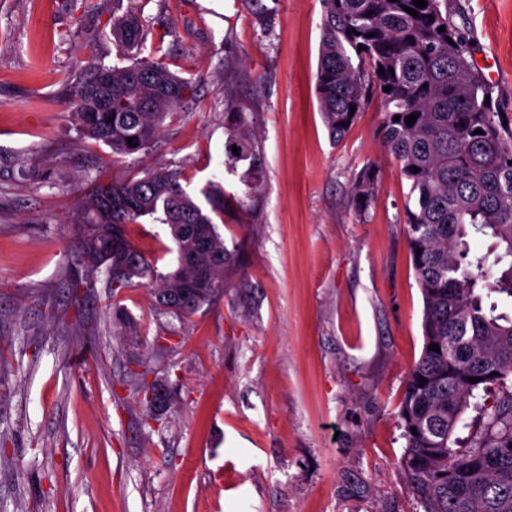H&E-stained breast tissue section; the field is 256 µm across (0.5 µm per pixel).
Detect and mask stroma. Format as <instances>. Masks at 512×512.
I'll use <instances>...</instances> for the list:
<instances>
[{"label": "stroma", "instance_id": "35a3bbf8", "mask_svg": "<svg viewBox=\"0 0 512 512\" xmlns=\"http://www.w3.org/2000/svg\"><path fill=\"white\" fill-rule=\"evenodd\" d=\"M138 3L147 47L193 80L155 146L116 155L71 117L90 63L114 65L113 15ZM0 0V512H421L399 466L397 413L422 350V296L399 217L408 182L378 97L333 142L316 93L322 0ZM512 125V0H448ZM174 40L162 42L165 31ZM234 102L261 156L229 162ZM380 180L366 222L351 187ZM165 166L229 202L236 261L212 303L159 308L150 284L99 277L73 301L63 254L96 177ZM54 172L57 183L39 174ZM172 271L167 225H127ZM138 328L130 343L114 316ZM172 403L144 423L135 386ZM380 170L373 163H367L354 179L351 200L355 213L361 219L369 215V209L373 204L375 188L379 180ZM364 196V199H361Z\"/></svg>", "mask_w": 512, "mask_h": 512}]
</instances>
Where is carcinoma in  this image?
Listing matches in <instances>:
<instances>
[{
    "mask_svg": "<svg viewBox=\"0 0 512 512\" xmlns=\"http://www.w3.org/2000/svg\"><path fill=\"white\" fill-rule=\"evenodd\" d=\"M322 2L316 90L329 134L340 141L375 88L384 112L382 141L408 181L403 223L422 295L423 346L399 404L405 440L400 467L423 512H512V319L487 303L494 294L512 298V262L492 276L484 259L472 260L468 242L473 234L489 236L502 251L497 262L512 258V130L486 102L494 87L469 61L471 44L450 24L441 0H425L424 8L413 0ZM441 26L445 31H438ZM148 27L137 10L112 16L114 44L132 63L95 66L74 87L73 119L114 155L151 149L164 121L196 95L195 82L172 72L164 58L141 56ZM228 108L226 154L250 160L256 171L255 142L242 113ZM411 114L417 119L408 126ZM396 115L400 120H393ZM379 175L369 162L354 179L351 200L362 219ZM180 179L179 171L159 167L95 182L80 212L77 243L66 255L74 302L100 273L122 288L154 278V264L126 238L124 227L155 214L177 246L176 268L154 289L159 306L193 314L223 292L224 271L235 255ZM434 344L439 350L428 349ZM153 387L141 374L138 392L145 394L148 420L156 419L146 397ZM492 387L499 397L489 405ZM470 408L477 415L465 441L456 432Z\"/></svg>",
    "mask_w": 512,
    "mask_h": 512,
    "instance_id": "obj_1",
    "label": "carcinoma"
}]
</instances>
